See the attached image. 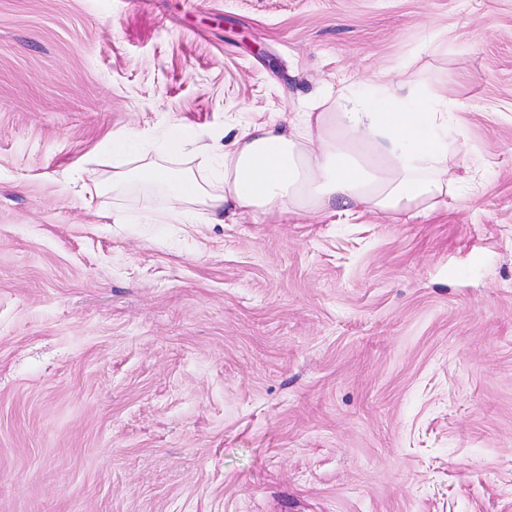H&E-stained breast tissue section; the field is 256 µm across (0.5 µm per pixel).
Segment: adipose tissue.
I'll return each mask as SVG.
<instances>
[{
  "label": "adipose tissue",
  "instance_id": "1",
  "mask_svg": "<svg viewBox=\"0 0 512 512\" xmlns=\"http://www.w3.org/2000/svg\"><path fill=\"white\" fill-rule=\"evenodd\" d=\"M445 88L389 80L369 96L345 86L316 109L240 126L224 145V171L211 180L157 162L131 166L139 134L112 136V187L166 186V218L193 221L205 206L215 224L274 211L289 215L381 217L424 214L456 198L451 164L462 144Z\"/></svg>",
  "mask_w": 512,
  "mask_h": 512
}]
</instances>
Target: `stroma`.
I'll use <instances>...</instances> for the list:
<instances>
[{
  "label": "stroma",
  "mask_w": 512,
  "mask_h": 512,
  "mask_svg": "<svg viewBox=\"0 0 512 512\" xmlns=\"http://www.w3.org/2000/svg\"><path fill=\"white\" fill-rule=\"evenodd\" d=\"M390 78L455 101L432 212L112 190ZM0 512H512V0H0Z\"/></svg>",
  "instance_id": "stroma-1"
}]
</instances>
